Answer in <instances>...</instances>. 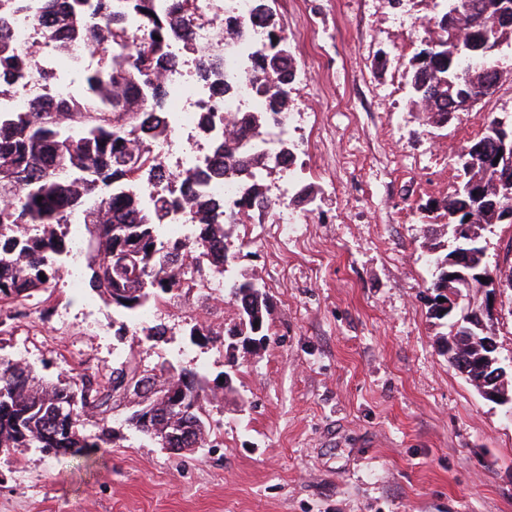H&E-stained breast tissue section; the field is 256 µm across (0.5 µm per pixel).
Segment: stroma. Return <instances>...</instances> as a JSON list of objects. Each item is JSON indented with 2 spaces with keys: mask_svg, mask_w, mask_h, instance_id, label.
<instances>
[{
  "mask_svg": "<svg viewBox=\"0 0 512 512\" xmlns=\"http://www.w3.org/2000/svg\"><path fill=\"white\" fill-rule=\"evenodd\" d=\"M276 9L307 79L292 86L295 167L263 180L271 197L293 180L299 226L288 239L267 218L232 228L237 271L268 297L269 339L240 355L232 392L204 401L211 450L170 453L126 424L123 404L111 447L0 451V512H512V403L487 400L449 363L426 248L448 240L454 149L488 117L512 119V52L493 95L430 127L411 63L438 0ZM166 299L122 336L120 316L87 286L49 289L21 317L0 305V357L59 383L170 364L219 378L235 305L185 288ZM194 329L207 338L192 342ZM491 332L512 386V288L496 290Z\"/></svg>",
  "mask_w": 512,
  "mask_h": 512,
  "instance_id": "obj_1",
  "label": "stroma"
}]
</instances>
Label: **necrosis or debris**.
<instances>
[{
	"label": "necrosis or debris",
	"mask_w": 512,
	"mask_h": 512,
	"mask_svg": "<svg viewBox=\"0 0 512 512\" xmlns=\"http://www.w3.org/2000/svg\"><path fill=\"white\" fill-rule=\"evenodd\" d=\"M253 2L197 0L190 40L171 41L170 62L161 76L165 90L162 115L170 133L151 146L165 175L137 184L138 192L153 199L184 198L186 187L173 181L170 171L204 165L212 141L226 135L233 113L267 111L268 101L247 80L258 38L240 41L217 72L208 78L199 74L200 51L222 32L225 15L249 19ZM41 16L42 0H0V23H7L11 32L9 42H0V51L33 62L23 80L0 91V112H24L36 101L53 107L59 101L79 96L82 77L90 66L84 44L82 40H74L66 54L57 55L53 44L44 38ZM203 112L211 115V129L205 138L200 137L198 128L199 115Z\"/></svg>",
	"instance_id": "4bbe7bcc"
}]
</instances>
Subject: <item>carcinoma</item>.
<instances>
[{
    "instance_id": "cac0c4a2",
    "label": "carcinoma",
    "mask_w": 512,
    "mask_h": 512,
    "mask_svg": "<svg viewBox=\"0 0 512 512\" xmlns=\"http://www.w3.org/2000/svg\"><path fill=\"white\" fill-rule=\"evenodd\" d=\"M145 11L146 29L132 36L121 15L110 12L106 0H43V13L51 16L60 8L66 15L47 31L55 48L67 50L75 37L83 40L91 57L104 61L83 77V97L94 106L62 101L46 111L37 103L26 112L0 113V298L30 301L51 288L58 273L56 257L68 244L60 231L69 223L70 209L86 204L84 224L89 238L83 253L88 284L113 308L136 313L163 293L179 287L185 275L187 256L224 253V291L236 305L237 320H245L247 334L260 329L268 335V298L254 287L252 279L235 272L224 222V205L198 190L206 182L194 169L178 172L193 197L187 205L195 211L194 238L173 246L159 240L160 223L180 206L177 200L147 203L143 195L126 193L125 187L160 171L151 155L150 142L167 134L157 108L164 97L161 73L169 64L165 48L173 35L188 36L194 22L189 0H173L170 13H154L152 0H130ZM277 0H258L252 20L224 18V29L237 34L249 25L262 30L264 40L255 52L251 80L270 94L271 111L291 100L294 57L282 35ZM442 10L433 18L441 34L434 48L419 53L413 67L411 88L416 105L432 124L448 122V115L466 110L461 91L471 87L474 95L491 94L500 79L497 68L503 45L512 47V15L500 14L501 0H441ZM159 39H154V36ZM234 44L219 40L200 53L201 65L217 68ZM30 65L13 54L0 57V88ZM233 145L216 147V174L231 176L249 185L241 201L249 212L269 213L275 202L263 188L257 169L263 159L243 150V143L268 125L261 112H238ZM476 153L464 160L453 158L459 184L444 205L448 223L465 217L473 225L500 223L495 205L512 202V184L490 171L497 156L493 142L482 136L474 141ZM431 289L434 299L448 298V257L432 258ZM45 279H40V276ZM476 311L459 314L460 328L453 336V354L448 361H477L485 353L483 326L474 321ZM119 367L102 382L77 374L56 385L34 374L16 360L0 358V448H102L112 436V394ZM96 419L98 432L83 433L87 417ZM192 440L173 444L192 448L201 430H210L197 408L184 419Z\"/></svg>"
}]
</instances>
